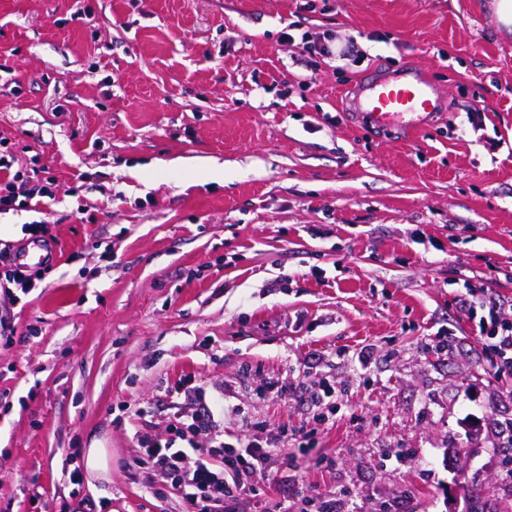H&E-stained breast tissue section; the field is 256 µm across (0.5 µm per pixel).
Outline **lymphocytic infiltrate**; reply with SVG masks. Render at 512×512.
Instances as JSON below:
<instances>
[{"instance_id": "lymphocytic-infiltrate-1", "label": "lymphocytic infiltrate", "mask_w": 512, "mask_h": 512, "mask_svg": "<svg viewBox=\"0 0 512 512\" xmlns=\"http://www.w3.org/2000/svg\"><path fill=\"white\" fill-rule=\"evenodd\" d=\"M55 195V188L44 183L39 169H15L12 152L0 149V212L23 210L35 198ZM457 303L475 320L478 340L494 373L512 377V318L504 316L483 287L467 289ZM207 391L205 382L194 376L165 389L164 397L173 411L169 435L139 436L133 463L144 469L146 489L156 495L171 489L181 497L183 512H242L261 495L258 477L279 453L283 430L271 429L263 442L246 433L225 437ZM202 434L209 438L204 447L198 442Z\"/></svg>"}]
</instances>
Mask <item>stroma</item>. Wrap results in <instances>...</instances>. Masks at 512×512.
I'll return each mask as SVG.
<instances>
[{
	"instance_id": "stroma-1",
	"label": "stroma",
	"mask_w": 512,
	"mask_h": 512,
	"mask_svg": "<svg viewBox=\"0 0 512 512\" xmlns=\"http://www.w3.org/2000/svg\"><path fill=\"white\" fill-rule=\"evenodd\" d=\"M491 2L0 0V140L57 187L0 214V247L40 221L54 255L27 296L0 291V512H181L129 462L186 375L225 433L287 427L342 512H466V483L512 512L488 426L512 380L456 306L512 303V33ZM292 22L358 51L303 53ZM410 67L440 96L424 128L354 112L369 73ZM92 446L109 472L73 488Z\"/></svg>"
}]
</instances>
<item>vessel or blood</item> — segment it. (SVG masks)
<instances>
[{"label":"vessel or blood","instance_id":"1","mask_svg":"<svg viewBox=\"0 0 512 512\" xmlns=\"http://www.w3.org/2000/svg\"><path fill=\"white\" fill-rule=\"evenodd\" d=\"M370 84V92L358 108L384 133L420 126L439 105L433 85L418 75L400 80L374 75Z\"/></svg>","mask_w":512,"mask_h":512}]
</instances>
